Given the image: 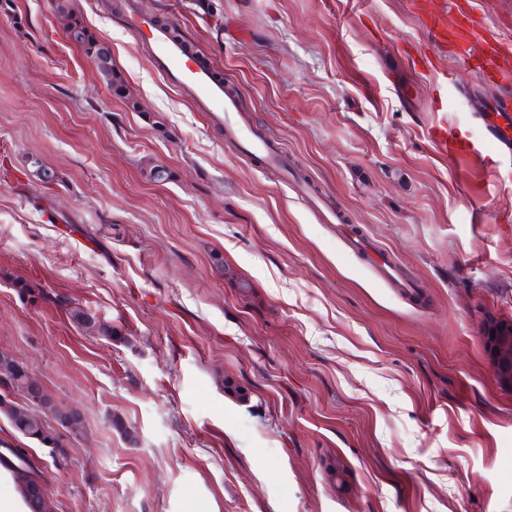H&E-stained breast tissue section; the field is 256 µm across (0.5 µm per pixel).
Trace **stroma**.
Instances as JSON below:
<instances>
[{"instance_id": "35a3bbf8", "label": "stroma", "mask_w": 512, "mask_h": 512, "mask_svg": "<svg viewBox=\"0 0 512 512\" xmlns=\"http://www.w3.org/2000/svg\"><path fill=\"white\" fill-rule=\"evenodd\" d=\"M64 2L0 0V352L83 418L57 464L2 419L0 440L43 467L53 512H512L488 346L512 325V183L429 138L454 117L511 169L476 120L495 89L445 53L413 67L432 39L411 0H130L223 76L285 155L267 166L154 68L117 0ZM68 28L69 38L80 44L86 53L95 59L99 72L109 81L112 92L120 98L125 97L126 88L121 78L116 76L115 70L112 68L111 54L108 62L102 58V56H106L104 47L77 18L72 17L69 20ZM68 319L75 326L83 329H93L97 334L111 340L117 338L119 335L112 325L102 323L88 310L80 305H71L67 308Z\"/></svg>"}]
</instances>
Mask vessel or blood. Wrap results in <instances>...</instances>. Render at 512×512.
<instances>
[{"label": "vessel or blood", "instance_id": "b4317fda", "mask_svg": "<svg viewBox=\"0 0 512 512\" xmlns=\"http://www.w3.org/2000/svg\"><path fill=\"white\" fill-rule=\"evenodd\" d=\"M423 23L433 38L435 50L454 55L465 69L475 71L490 85H512V44L502 41L473 18L469 0H451L447 9L428 11L424 0L417 5ZM136 29L150 33L153 45L152 61L155 67L173 84L191 88L206 111L216 120L231 127L236 139L249 156L273 163L267 143L248 125L237 123L236 102L227 94L223 79L213 68L200 59H192L183 45L174 40L169 31L141 15L130 18ZM481 120L494 139L504 146L512 145V100H500L493 113L482 115ZM431 142L435 148L456 159L463 156L483 157L482 142L466 138L455 131L451 122L434 126Z\"/></svg>", "mask_w": 512, "mask_h": 512}]
</instances>
